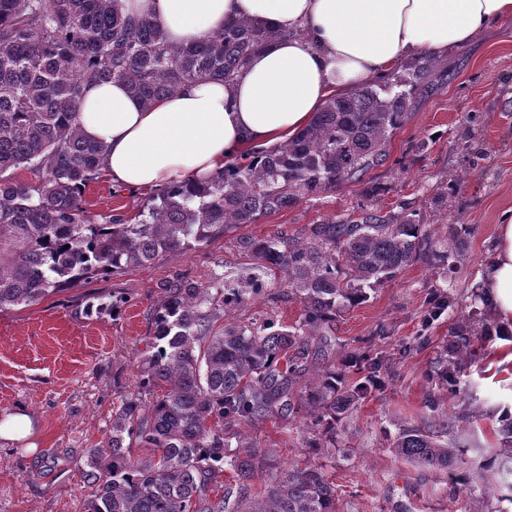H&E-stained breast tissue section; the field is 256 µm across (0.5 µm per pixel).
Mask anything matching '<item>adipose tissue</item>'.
<instances>
[{
    "instance_id": "1",
    "label": "adipose tissue",
    "mask_w": 512,
    "mask_h": 512,
    "mask_svg": "<svg viewBox=\"0 0 512 512\" xmlns=\"http://www.w3.org/2000/svg\"><path fill=\"white\" fill-rule=\"evenodd\" d=\"M157 20L168 39L189 45L250 18L279 31L233 84H192L145 107L123 83L83 87L77 120L104 145L114 184L162 188L207 179L251 147L295 137L324 101L389 72L406 57L472 40L512 19V0H120ZM483 286L503 325L512 327V216L496 227Z\"/></svg>"
}]
</instances>
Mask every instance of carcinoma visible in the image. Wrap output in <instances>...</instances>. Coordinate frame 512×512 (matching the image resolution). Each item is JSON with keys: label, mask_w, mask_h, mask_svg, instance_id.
Masks as SVG:
<instances>
[{"label": "carcinoma", "mask_w": 512, "mask_h": 512, "mask_svg": "<svg viewBox=\"0 0 512 512\" xmlns=\"http://www.w3.org/2000/svg\"><path fill=\"white\" fill-rule=\"evenodd\" d=\"M288 37L242 19L175 45L158 21L123 11L119 0H0V312L206 245L385 160L431 59L329 97L287 144L228 160L206 180L174 181L132 216L99 223L85 207L106 149L78 125L83 85L121 81L150 106L189 84H229L267 41ZM19 169L34 179L16 180ZM240 248L258 271L283 275L302 318L289 327L218 328L224 306L245 302L246 289L222 277L166 283L141 364L143 392L121 400L105 444L86 451L85 512H337L320 468L278 469L247 438L231 446L227 430L303 414L318 430L312 447H336L337 423L379 378L366 351L354 355L370 369L362 381L334 366L307 378L311 340L424 252L446 254L413 211L310 224L300 237H245ZM499 433L503 447L463 479L506 489L501 498L512 502V414H503ZM393 448L404 461L450 473L463 462L461 445L410 424Z\"/></svg>", "instance_id": "cac0c4a2"}]
</instances>
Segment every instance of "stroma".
Masks as SVG:
<instances>
[{
  "label": "stroma",
  "instance_id": "35a3bbf8",
  "mask_svg": "<svg viewBox=\"0 0 512 512\" xmlns=\"http://www.w3.org/2000/svg\"><path fill=\"white\" fill-rule=\"evenodd\" d=\"M435 69L415 95L387 157L361 181L346 183L254 224H243L207 246L90 279L40 302L0 313V417L24 409L30 436L0 440V512H85L88 490L79 461L98 447L122 396L137 391L152 314L167 281L204 283L227 275L249 286L254 261L243 236L295 235L310 224L360 211L418 213L438 249L448 227L472 231L456 272L424 255L372 291L367 302L337 316L314 339L317 365L365 349L377 357L382 384L338 424L336 445L315 448L304 418L235 426L286 468L311 463L336 488L339 512H512V503L446 471L402 461L390 443L401 425L442 424V440L464 446L469 464L498 445L502 411L512 409V375L501 360L512 354V330L497 324L479 300L496 226L512 210V20L495 22L475 41L435 55ZM447 202H440V191ZM148 190L113 186L107 172L89 183L85 199L98 219L133 213ZM259 293L227 307V321L297 322L300 303L279 275L262 278ZM103 305L86 316L87 305ZM492 335H482L486 324ZM456 358L469 414L456 418L459 397L435 383L441 361Z\"/></svg>",
  "mask_w": 512,
  "mask_h": 512
}]
</instances>
